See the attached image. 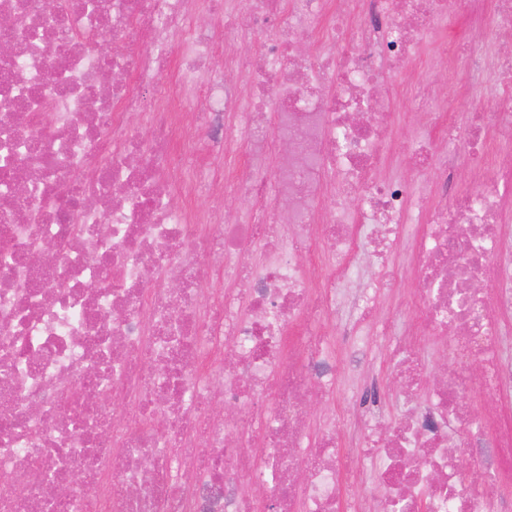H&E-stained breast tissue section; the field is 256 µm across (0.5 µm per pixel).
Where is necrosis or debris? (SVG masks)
<instances>
[{"label": "necrosis or debris", "instance_id": "obj_1", "mask_svg": "<svg viewBox=\"0 0 512 512\" xmlns=\"http://www.w3.org/2000/svg\"><path fill=\"white\" fill-rule=\"evenodd\" d=\"M203 5L229 41L263 31V51L212 67L213 32L191 25ZM0 16L17 49L0 55V512H512L491 495L512 480V51L495 49L512 0H0ZM462 22L452 62L496 94L460 126L441 88L407 83L398 112L430 118L404 147L433 176L416 201L379 168L382 68ZM298 25L324 45L313 58L288 52ZM177 143L218 161L247 147L277 172L204 182ZM463 166L477 189L454 186ZM205 191L252 209L199 217ZM406 239L408 309L453 369L427 384L416 342L395 339L403 393L424 401L387 429L351 402L310 437L307 405L359 362ZM365 260L373 283L349 291ZM213 272L232 286L211 304ZM344 432L376 463L380 500L341 499ZM67 475L77 491L46 494Z\"/></svg>", "mask_w": 512, "mask_h": 512}]
</instances>
